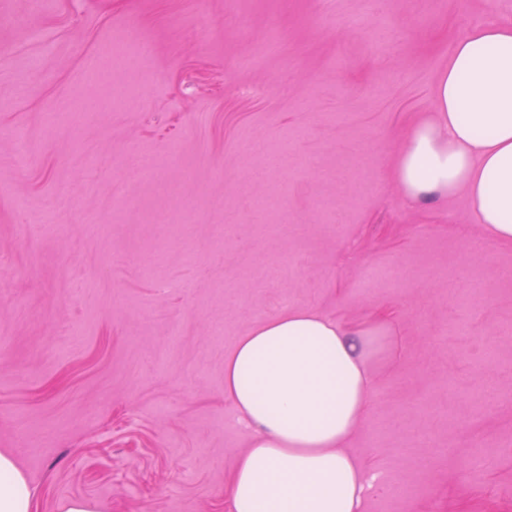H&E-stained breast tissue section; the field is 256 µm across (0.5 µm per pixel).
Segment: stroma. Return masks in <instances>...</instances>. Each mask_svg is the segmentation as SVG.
Here are the masks:
<instances>
[{"label":"stroma","instance_id":"35a3bbf8","mask_svg":"<svg viewBox=\"0 0 512 512\" xmlns=\"http://www.w3.org/2000/svg\"><path fill=\"white\" fill-rule=\"evenodd\" d=\"M512 0H0V453L33 512H230L236 339L382 314L363 512H512V242L400 145ZM146 43L96 81L86 61ZM153 174L137 197L118 185Z\"/></svg>","mask_w":512,"mask_h":512}]
</instances>
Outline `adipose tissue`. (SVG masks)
<instances>
[{
    "label": "adipose tissue",
    "instance_id": "1",
    "mask_svg": "<svg viewBox=\"0 0 512 512\" xmlns=\"http://www.w3.org/2000/svg\"><path fill=\"white\" fill-rule=\"evenodd\" d=\"M396 176L410 204L466 191L488 235L512 242V19L487 14L456 40ZM385 333L379 320L345 325L297 308L238 338L224 396L250 439L231 474V512H361L380 475L346 446L370 403V343ZM35 496L0 454V512H32Z\"/></svg>",
    "mask_w": 512,
    "mask_h": 512
}]
</instances>
